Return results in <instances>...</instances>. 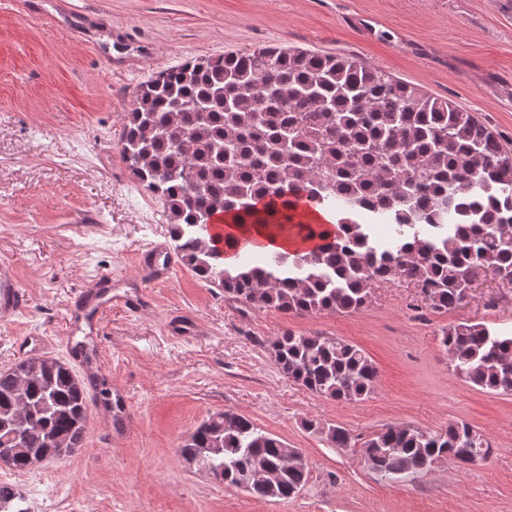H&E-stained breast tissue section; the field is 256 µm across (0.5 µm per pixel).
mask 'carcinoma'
<instances>
[{
    "mask_svg": "<svg viewBox=\"0 0 512 512\" xmlns=\"http://www.w3.org/2000/svg\"><path fill=\"white\" fill-rule=\"evenodd\" d=\"M130 173L165 200L181 261L245 307L299 315L352 313L380 280L404 278L435 311L469 298L488 274L512 285V152L470 112L345 56L263 48L189 61L138 88L119 134ZM334 217V228L306 207ZM262 224L285 240L311 242L249 252L224 264L209 225ZM388 224L375 241L369 225ZM448 364L489 393H512V335L460 323L442 337ZM279 371L336 401H357L376 368L358 347L291 332L271 342ZM88 384L68 364L26 357L0 371V452L29 472L84 447ZM304 428L332 445L352 442L342 426ZM489 447L477 429L453 422L434 434L387 426L363 443L383 477L408 476L436 460L471 463ZM222 484L258 499L286 500L308 478L303 452L246 416L210 415L179 448ZM276 484L245 483L252 472ZM0 512H29L22 493L0 483Z\"/></svg>",
    "mask_w": 512,
    "mask_h": 512,
    "instance_id": "carcinoma-1",
    "label": "carcinoma"
}]
</instances>
